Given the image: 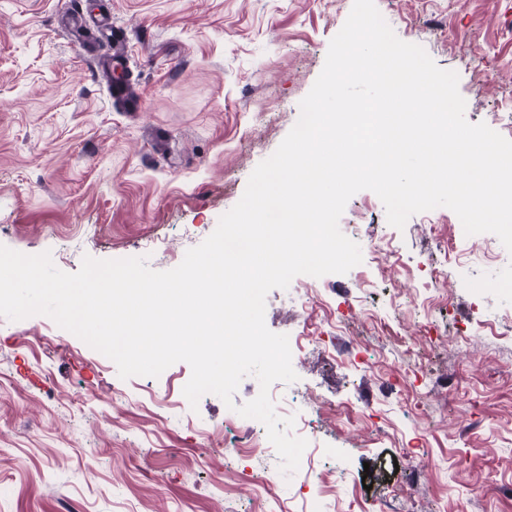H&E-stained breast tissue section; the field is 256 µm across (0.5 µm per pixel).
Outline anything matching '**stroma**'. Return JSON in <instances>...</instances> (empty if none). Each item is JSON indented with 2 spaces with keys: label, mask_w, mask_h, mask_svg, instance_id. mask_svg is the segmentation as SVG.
Returning a JSON list of instances; mask_svg holds the SVG:
<instances>
[{
  "label": "stroma",
  "mask_w": 512,
  "mask_h": 512,
  "mask_svg": "<svg viewBox=\"0 0 512 512\" xmlns=\"http://www.w3.org/2000/svg\"><path fill=\"white\" fill-rule=\"evenodd\" d=\"M456 72L469 122L512 139V0H375ZM353 0H111L137 111L114 105L69 0H0V245L145 258L165 271L215 230L300 116ZM339 227L363 261L266 297L292 341L280 416L313 448L291 475L265 425L190 406L178 362L121 379L49 317H0V512H512V252L440 207L388 224L372 191ZM438 280H431L432 270ZM261 446H232L242 428Z\"/></svg>",
  "instance_id": "stroma-1"
}]
</instances>
